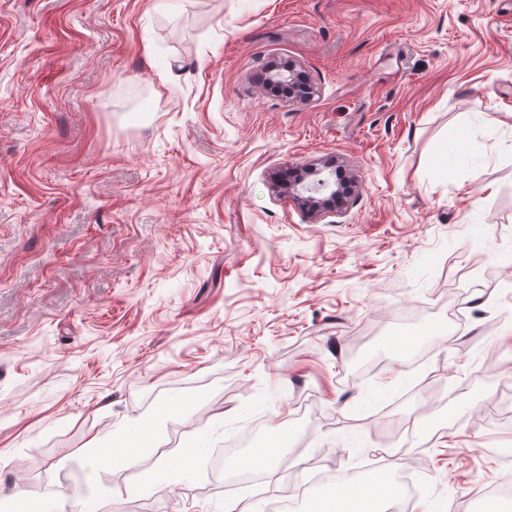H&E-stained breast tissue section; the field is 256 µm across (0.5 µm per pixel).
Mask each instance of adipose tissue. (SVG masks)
<instances>
[{
    "mask_svg": "<svg viewBox=\"0 0 512 512\" xmlns=\"http://www.w3.org/2000/svg\"><path fill=\"white\" fill-rule=\"evenodd\" d=\"M155 439L152 425L136 422L104 448L98 449L93 460L94 472H112L136 466L139 459L150 453ZM287 445L285 438L276 436L260 443L238 456L229 466L230 472L262 473L273 476L274 464L279 460ZM201 448H182L178 461L158 459L152 469L138 472L136 478L126 486L128 495L137 496L159 486L172 487L179 484L185 474L194 469L203 457ZM403 498L401 484L387 474L353 483L346 487L328 484L321 488L314 512H385L387 504Z\"/></svg>",
    "mask_w": 512,
    "mask_h": 512,
    "instance_id": "1",
    "label": "adipose tissue"
}]
</instances>
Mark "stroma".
<instances>
[{"label": "stroma", "mask_w": 512, "mask_h": 512, "mask_svg": "<svg viewBox=\"0 0 512 512\" xmlns=\"http://www.w3.org/2000/svg\"><path fill=\"white\" fill-rule=\"evenodd\" d=\"M284 60L312 97L256 82ZM316 169L345 210L275 186ZM506 257L512 0H0V512L73 483L305 512L320 475L404 470L416 512H483L512 478ZM434 331L417 371L389 344ZM133 416L163 448L291 447L248 485L86 483ZM315 194L325 193L323 197L309 195L303 198L304 204L312 211L321 212L324 210L342 209L350 200L352 195L351 186L345 180L331 177L320 178V184L315 189L306 188Z\"/></svg>", "instance_id": "35a3bbf8"}]
</instances>
